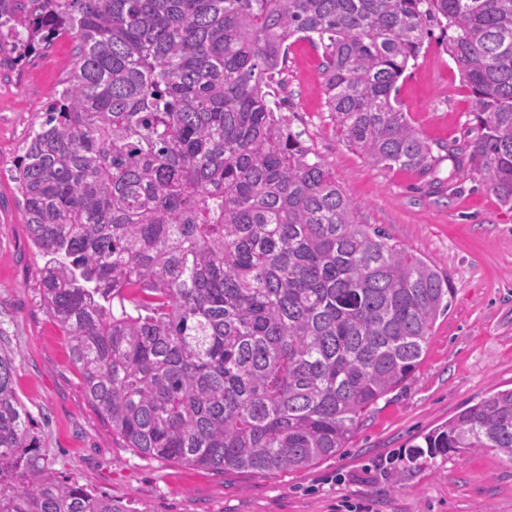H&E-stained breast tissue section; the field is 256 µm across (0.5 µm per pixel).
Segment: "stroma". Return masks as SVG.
Here are the masks:
<instances>
[{"mask_svg":"<svg viewBox=\"0 0 512 512\" xmlns=\"http://www.w3.org/2000/svg\"><path fill=\"white\" fill-rule=\"evenodd\" d=\"M63 35L44 54L0 70V347L19 352V397L52 468L139 512H512V463L471 448L408 460L410 446L488 393L512 388V209L471 163L446 160L472 124L469 88L437 39L397 83L412 128L432 148L426 172L382 168L350 147L329 112L322 48L288 50L281 114L360 207L362 223L447 274L453 288L428 349L402 388L368 412L347 448L316 467L263 476L139 457L88 402L69 339L45 312L12 174L36 118L75 64Z\"/></svg>","mask_w":512,"mask_h":512,"instance_id":"obj_1","label":"stroma"}]
</instances>
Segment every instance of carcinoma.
Wrapping results in <instances>:
<instances>
[{
	"instance_id": "cac0c4a2",
	"label": "carcinoma",
	"mask_w": 512,
	"mask_h": 512,
	"mask_svg": "<svg viewBox=\"0 0 512 512\" xmlns=\"http://www.w3.org/2000/svg\"><path fill=\"white\" fill-rule=\"evenodd\" d=\"M474 102L476 161L512 208V0H0L18 65L62 34L76 62L13 175L46 313L90 403L141 457L308 469L409 379L448 276L380 228L277 116L292 38L324 49L326 104L377 166L432 149L396 84L432 27ZM0 349V512H136L52 469ZM512 462V389L424 436Z\"/></svg>"
}]
</instances>
